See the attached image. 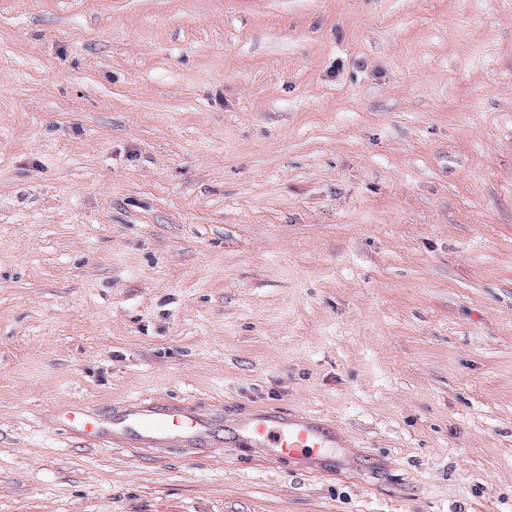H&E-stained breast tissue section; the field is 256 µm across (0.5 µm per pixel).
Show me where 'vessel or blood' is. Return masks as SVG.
<instances>
[{
	"mask_svg": "<svg viewBox=\"0 0 512 512\" xmlns=\"http://www.w3.org/2000/svg\"><path fill=\"white\" fill-rule=\"evenodd\" d=\"M57 425L91 446L109 444L148 453L177 442L203 454L217 445L250 448L265 460L288 461L321 473L334 429L302 413L261 406L240 412L209 410L168 396L121 407H78L59 412Z\"/></svg>",
	"mask_w": 512,
	"mask_h": 512,
	"instance_id": "1",
	"label": "vessel or blood"
}]
</instances>
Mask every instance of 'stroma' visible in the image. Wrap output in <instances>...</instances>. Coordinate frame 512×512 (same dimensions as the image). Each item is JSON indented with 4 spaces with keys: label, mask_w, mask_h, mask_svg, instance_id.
Masks as SVG:
<instances>
[{
    "label": "stroma",
    "mask_w": 512,
    "mask_h": 512,
    "mask_svg": "<svg viewBox=\"0 0 512 512\" xmlns=\"http://www.w3.org/2000/svg\"><path fill=\"white\" fill-rule=\"evenodd\" d=\"M159 394L343 445L53 420ZM0 512H512V0H0ZM55 423L87 445L138 448L144 454L179 442L197 454L216 445L252 448L265 460L288 461L320 474L327 448L342 446L336 430L303 412L261 406L240 412L204 409L168 396L133 400L121 407H78Z\"/></svg>",
    "instance_id": "35a3bbf8"
}]
</instances>
